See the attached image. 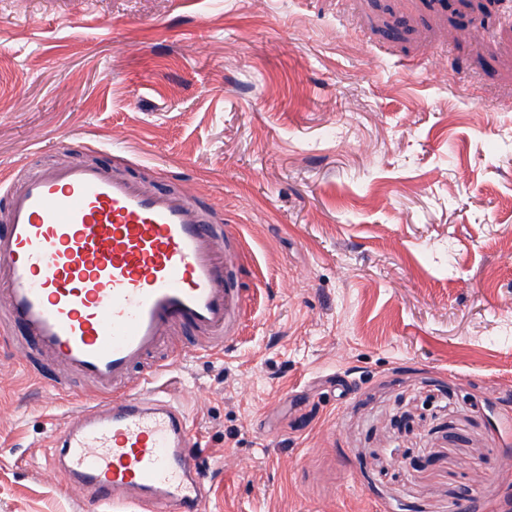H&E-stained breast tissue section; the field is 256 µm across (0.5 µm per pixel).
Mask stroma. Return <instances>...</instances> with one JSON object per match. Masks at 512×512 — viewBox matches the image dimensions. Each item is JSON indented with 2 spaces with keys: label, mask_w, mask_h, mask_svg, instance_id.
Instances as JSON below:
<instances>
[{
  "label": "stroma",
  "mask_w": 512,
  "mask_h": 512,
  "mask_svg": "<svg viewBox=\"0 0 512 512\" xmlns=\"http://www.w3.org/2000/svg\"><path fill=\"white\" fill-rule=\"evenodd\" d=\"M84 160L244 235L232 352L164 377L207 512H512V0H0V170ZM28 357L0 512H82Z\"/></svg>",
  "instance_id": "obj_1"
}]
</instances>
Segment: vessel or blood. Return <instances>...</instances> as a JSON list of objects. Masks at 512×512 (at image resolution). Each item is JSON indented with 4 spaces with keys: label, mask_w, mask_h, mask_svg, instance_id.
<instances>
[{
    "label": "vessel or blood",
    "mask_w": 512,
    "mask_h": 512,
    "mask_svg": "<svg viewBox=\"0 0 512 512\" xmlns=\"http://www.w3.org/2000/svg\"><path fill=\"white\" fill-rule=\"evenodd\" d=\"M0 341H23L33 379L94 401L48 436V463L88 512H204L206 475L185 409L160 383L174 357L144 368L174 327L203 351L230 347L243 305L237 227L179 190L84 161L0 174Z\"/></svg>",
    "instance_id": "b4317fda"
}]
</instances>
